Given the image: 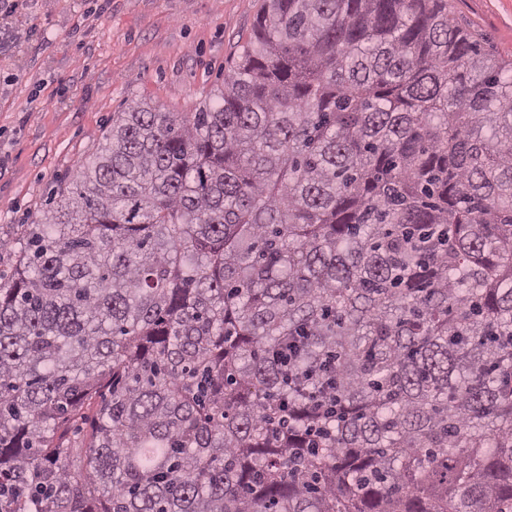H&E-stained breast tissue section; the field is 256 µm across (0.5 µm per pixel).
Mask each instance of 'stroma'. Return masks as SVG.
Masks as SVG:
<instances>
[{
    "mask_svg": "<svg viewBox=\"0 0 512 512\" xmlns=\"http://www.w3.org/2000/svg\"><path fill=\"white\" fill-rule=\"evenodd\" d=\"M23 0L0 16V277L113 113L193 112L238 62L265 0ZM494 61L512 60V0H448Z\"/></svg>",
    "mask_w": 512,
    "mask_h": 512,
    "instance_id": "stroma-1",
    "label": "stroma"
}]
</instances>
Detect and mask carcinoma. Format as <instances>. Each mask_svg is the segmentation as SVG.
Here are the masks:
<instances>
[{"mask_svg": "<svg viewBox=\"0 0 512 512\" xmlns=\"http://www.w3.org/2000/svg\"><path fill=\"white\" fill-rule=\"evenodd\" d=\"M214 98L22 228L0 512H512V65L447 0H268ZM96 403L97 402L94 399L89 401L79 412V415L77 416L78 423L74 425L71 432L68 434L71 448H86V442L88 440L86 437V430H88V427L87 425H84V423H88L95 415Z\"/></svg>", "mask_w": 512, "mask_h": 512, "instance_id": "1", "label": "carcinoma"}]
</instances>
